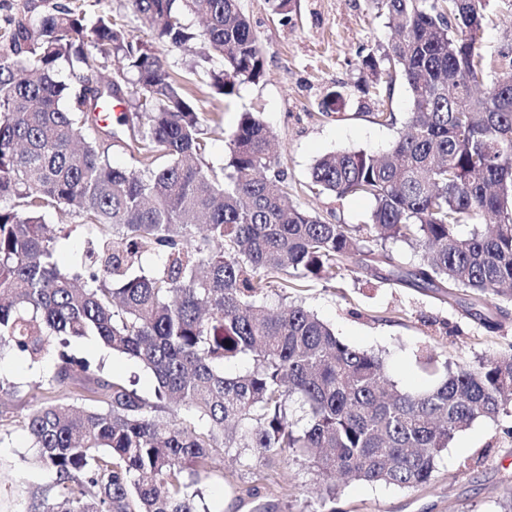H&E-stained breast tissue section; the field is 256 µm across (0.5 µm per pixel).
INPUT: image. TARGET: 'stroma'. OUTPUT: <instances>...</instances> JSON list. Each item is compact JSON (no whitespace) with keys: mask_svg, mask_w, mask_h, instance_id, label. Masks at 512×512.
<instances>
[{"mask_svg":"<svg viewBox=\"0 0 512 512\" xmlns=\"http://www.w3.org/2000/svg\"><path fill=\"white\" fill-rule=\"evenodd\" d=\"M240 5L265 60L266 75L258 83L241 85L231 97L215 92L204 75L221 62L201 37L194 16L185 22L196 39L163 51L204 109L222 117V132L208 136L205 164L221 167L241 113H259L274 135L279 166L296 191L297 204L346 224H368L370 199L318 197L305 186L312 166L327 153L378 152L390 145L397 131L377 124L374 113L391 112L401 122L407 117L409 92L403 83L378 97L360 89L362 59L386 43L385 18L378 16L372 0H297L285 19L271 15L267 0H240ZM481 39L489 51L512 57V0H491ZM334 90L344 99L335 110L324 111L322 102ZM290 297L316 312L343 341L383 352L388 378L403 389H427L434 383L419 362L422 349L473 365L512 347V312L501 314L493 300L470 309L441 301L429 290L375 280L343 290L315 283ZM488 320L501 322V329L487 331ZM77 349L90 359H104L108 377L135 381L139 393L151 392L150 374L133 362L104 356L91 339L80 341ZM54 372L50 357L33 365L13 353L0 358V381L17 388L0 402V418L9 430L0 440V512H30L31 490L49 481L34 467L23 418L30 407L55 397L50 386ZM317 485L314 468L302 462L285 458L265 466L229 455L215 463L203 492L211 512H250V503L240 498L249 487L258 488L274 512H320ZM507 486H512V412L477 420L455 435L426 488L407 491L351 481L341 488L336 512H498Z\"/></svg>","mask_w":512,"mask_h":512,"instance_id":"obj_1","label":"stroma"}]
</instances>
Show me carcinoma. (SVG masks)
Returning <instances> with one entry per match:
<instances>
[{
	"label": "carcinoma",
	"instance_id": "cac0c4a2",
	"mask_svg": "<svg viewBox=\"0 0 512 512\" xmlns=\"http://www.w3.org/2000/svg\"><path fill=\"white\" fill-rule=\"evenodd\" d=\"M133 39L108 0H41L38 20L0 24V353L51 356V384L89 389L35 407L25 428L51 481L31 492L42 512H210L201 486L215 457L249 452L265 465L294 457L316 468L323 512L335 478L402 490L427 486L454 436L512 403V348L470 366L434 354V387L399 390L381 356L340 339L314 312L287 303L299 283H343L385 265L381 279L474 303L512 304V61L477 40L486 0H373L391 31L380 57L386 92L407 84L405 133L373 154L319 158L309 189L372 199L366 228L296 204L271 153V134L241 114L224 168L202 165L205 112L154 49L193 38L205 22L223 63L210 72L230 97L265 75L239 0H129ZM107 81L97 74L109 59ZM71 64L72 78L58 66ZM130 85L136 125L119 137L96 113ZM68 210L97 229L81 261L60 268L46 224ZM421 250L410 267L387 244ZM157 258L152 269L142 257ZM93 338L154 380L142 396L102 373L73 344ZM245 359L233 375L226 367ZM129 98H130L129 96H126L125 97L126 103L123 102L121 104L117 101H113L114 105L119 104V106L114 107L112 109V127L122 129L124 131V134L120 135V137L123 140H120V139L110 140V141L106 142L104 145L105 147L108 148V154H109V157L112 159V162L115 164H121V165L131 164V162H132L129 158L128 152L126 151L125 144H124L125 137L128 133L127 126H120L117 124V120L120 117H123L125 113L127 115H129L130 119L132 118V112H130V107L128 106V101H127V99H129Z\"/></svg>",
	"mask_w": 512,
	"mask_h": 512
}]
</instances>
